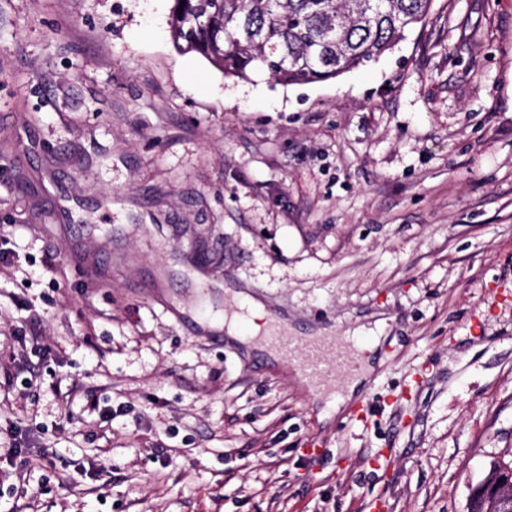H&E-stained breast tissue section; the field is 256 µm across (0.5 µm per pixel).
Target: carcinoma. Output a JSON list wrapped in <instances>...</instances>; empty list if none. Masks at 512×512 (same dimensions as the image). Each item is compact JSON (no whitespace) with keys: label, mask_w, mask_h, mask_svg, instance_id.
Instances as JSON below:
<instances>
[{"label":"carcinoma","mask_w":512,"mask_h":512,"mask_svg":"<svg viewBox=\"0 0 512 512\" xmlns=\"http://www.w3.org/2000/svg\"><path fill=\"white\" fill-rule=\"evenodd\" d=\"M174 47L226 77L262 69L282 85L336 79L378 60L405 32L425 26L433 0H172ZM183 11H178V8ZM512 461L490 463L469 512H512L497 484Z\"/></svg>","instance_id":"cac0c4a2"}]
</instances>
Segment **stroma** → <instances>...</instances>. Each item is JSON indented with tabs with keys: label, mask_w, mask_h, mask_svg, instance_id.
Returning <instances> with one entry per match:
<instances>
[{
	"label": "stroma",
	"mask_w": 512,
	"mask_h": 512,
	"mask_svg": "<svg viewBox=\"0 0 512 512\" xmlns=\"http://www.w3.org/2000/svg\"><path fill=\"white\" fill-rule=\"evenodd\" d=\"M171 6L0 0V512H468L512 458V0L288 86L179 53ZM228 289L386 320L368 383L319 420ZM233 300L239 301V300H245L249 303L250 309H251V318L249 320L250 322V329L248 334H245L239 324H235L234 320L232 318L231 324L229 326H226V333L227 336L237 342L240 346H242L245 350L250 351L253 349H259L262 351H265L268 356L274 360L277 363L282 364H288V360L284 358L285 356L278 351L274 349H270L260 343H256L250 340L251 337L258 335L259 331L261 330L260 325L256 324L254 322V318L263 319L266 316V313L264 311L265 307L264 304L247 294L241 291H237L233 293Z\"/></svg>",
	"instance_id": "1"
}]
</instances>
